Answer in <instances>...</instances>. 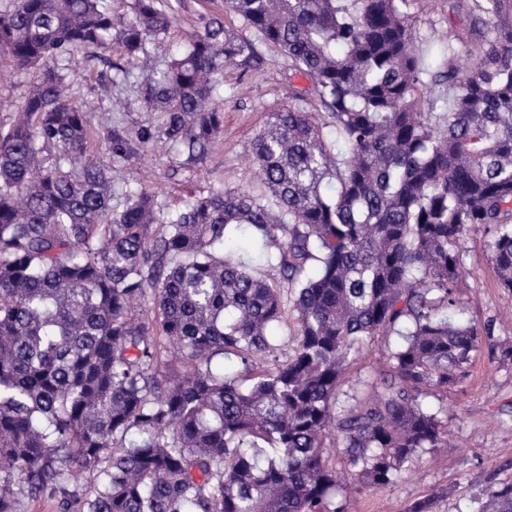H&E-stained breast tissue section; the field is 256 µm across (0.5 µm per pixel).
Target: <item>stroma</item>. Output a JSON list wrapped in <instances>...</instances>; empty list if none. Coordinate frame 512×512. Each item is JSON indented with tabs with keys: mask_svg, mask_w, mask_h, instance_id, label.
<instances>
[{
	"mask_svg": "<svg viewBox=\"0 0 512 512\" xmlns=\"http://www.w3.org/2000/svg\"><path fill=\"white\" fill-rule=\"evenodd\" d=\"M165 3L175 23L166 39L147 45L156 64H165L179 51L187 33L213 19L252 41L261 61L250 67L237 63L225 67L214 97L224 114V128L196 160L169 142L137 146L138 134L158 132L163 117L145 108L139 67L120 49H113L105 62L79 56L67 63L65 83L73 95L94 105L96 130H119L133 143L131 156L112 164L115 186L148 187L173 212L185 200L217 187L262 192L251 164L255 137L270 113L290 106L320 111L310 81L296 74L287 56L248 28L224 0ZM404 12L415 44L425 50L427 64L435 69L445 59L441 32L469 28L472 21L456 0H409ZM122 68L128 70V77L119 76ZM490 240L483 229L467 236L462 248L466 277L459 291L461 305L452 313L438 311L442 317L475 323L482 335L463 379L448 390H430L422 398L423 405L441 419L451 449L420 452L403 464L389 487L358 491L344 449L329 448L328 461L344 486L336 502L345 512H409L412 505L430 497L435 500L434 512H481L488 490L512 480V363L502 357L503 348L512 347V291L498 284ZM402 342L396 335L377 336L353 356L341 381L342 405H354L365 397V380L375 369L385 368L391 350Z\"/></svg>",
	"mask_w": 512,
	"mask_h": 512,
	"instance_id": "1",
	"label": "stroma"
}]
</instances>
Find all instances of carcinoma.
I'll return each mask as SVG.
<instances>
[{
    "label": "carcinoma",
    "mask_w": 512,
    "mask_h": 512,
    "mask_svg": "<svg viewBox=\"0 0 512 512\" xmlns=\"http://www.w3.org/2000/svg\"><path fill=\"white\" fill-rule=\"evenodd\" d=\"M402 2L226 0L309 77L346 151L313 113L273 112L252 151L264 192L219 188L174 214L142 187L112 206L90 112L46 62L114 45L142 58L159 134L194 158L223 125L217 77L255 61L254 44L211 21L162 71L145 44L173 25L163 0H133L127 20L102 0L0 10V57L39 71L0 127V512L90 470L72 512H344L327 441L373 490L447 447L420 397L460 381L480 342L435 315L457 306L467 232L493 231L512 291V0H463L481 26L448 31L437 72ZM456 43L476 57L461 79ZM99 153L126 157V138L107 132ZM236 230L261 239L276 277L226 258ZM391 334L405 343L369 382L376 398L338 406L350 358ZM486 512H512V482Z\"/></svg>",
    "instance_id": "1"
}]
</instances>
